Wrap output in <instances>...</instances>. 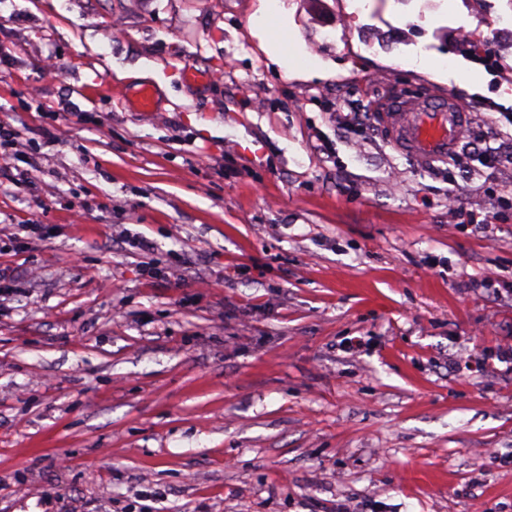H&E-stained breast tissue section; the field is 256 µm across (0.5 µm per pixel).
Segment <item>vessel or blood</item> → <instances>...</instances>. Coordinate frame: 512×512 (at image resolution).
<instances>
[{
	"label": "vessel or blood",
	"mask_w": 512,
	"mask_h": 512,
	"mask_svg": "<svg viewBox=\"0 0 512 512\" xmlns=\"http://www.w3.org/2000/svg\"><path fill=\"white\" fill-rule=\"evenodd\" d=\"M375 118L396 152L430 166L456 151L470 113L454 93L432 90L417 100L391 97Z\"/></svg>",
	"instance_id": "b4317fda"
}]
</instances>
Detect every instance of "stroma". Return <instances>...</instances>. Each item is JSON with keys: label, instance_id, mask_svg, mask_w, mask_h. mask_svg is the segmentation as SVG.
<instances>
[{"label": "stroma", "instance_id": "obj_1", "mask_svg": "<svg viewBox=\"0 0 512 512\" xmlns=\"http://www.w3.org/2000/svg\"><path fill=\"white\" fill-rule=\"evenodd\" d=\"M511 13L0 0V512H512ZM434 87L420 167L369 113ZM375 118L399 154L424 166L448 160L461 142L470 112L452 92L429 90L423 98L385 100Z\"/></svg>", "mask_w": 512, "mask_h": 512}]
</instances>
